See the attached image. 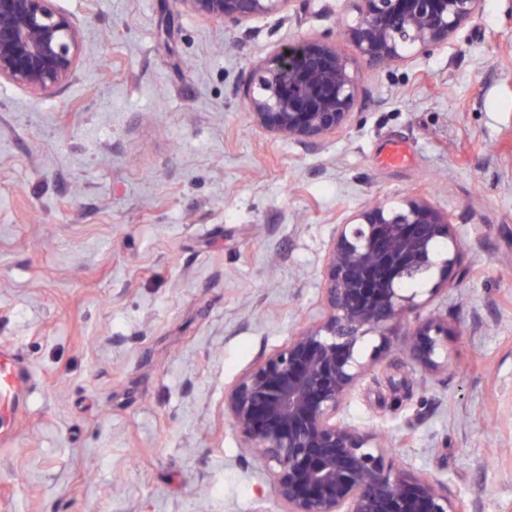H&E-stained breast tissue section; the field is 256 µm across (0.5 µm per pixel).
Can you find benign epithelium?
I'll return each instance as SVG.
<instances>
[{
    "label": "benign epithelium",
    "mask_w": 512,
    "mask_h": 512,
    "mask_svg": "<svg viewBox=\"0 0 512 512\" xmlns=\"http://www.w3.org/2000/svg\"><path fill=\"white\" fill-rule=\"evenodd\" d=\"M52 0H0V82L50 92L74 74L80 30ZM213 20L284 10L294 0H177ZM344 34L370 64L429 56L483 10L484 0H357ZM359 90L341 52L303 38L258 64L248 80L253 121L275 136L317 145L345 129ZM460 247L454 225L423 200L378 203L336 225L321 271L324 317L261 356L224 391V414L244 453L269 477L281 512H474L441 480L394 465L382 435L345 422L348 395L405 325L401 351L428 373L448 369V322L413 323L404 285L438 271L448 285ZM373 333L369 356L361 343Z\"/></svg>",
    "instance_id": "1"
}]
</instances>
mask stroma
<instances>
[{
    "instance_id": "35a3bbf8",
    "label": "stroma",
    "mask_w": 512,
    "mask_h": 512,
    "mask_svg": "<svg viewBox=\"0 0 512 512\" xmlns=\"http://www.w3.org/2000/svg\"><path fill=\"white\" fill-rule=\"evenodd\" d=\"M80 63L47 94L0 85V347L33 373L0 444V512H280L243 459L224 391L321 319L337 224L427 201L464 241L448 370L394 328L343 418L475 512H512V0L429 57L373 68L355 0L215 21L177 0H54ZM336 44L359 87L320 145L256 125L243 84L299 38Z\"/></svg>"
}]
</instances>
